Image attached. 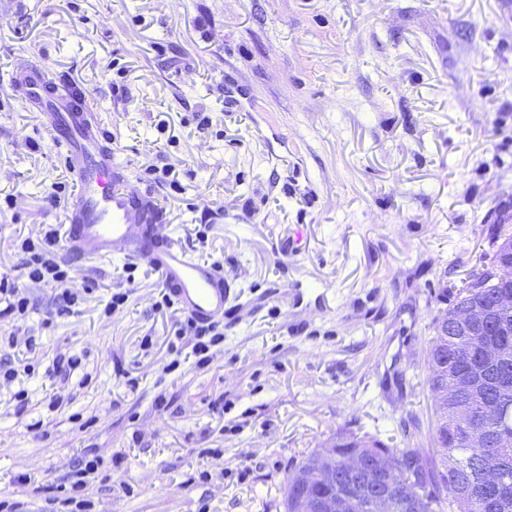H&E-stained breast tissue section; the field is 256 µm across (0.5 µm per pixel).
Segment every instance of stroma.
Listing matches in <instances>:
<instances>
[{
	"label": "stroma",
	"instance_id": "35a3bbf8",
	"mask_svg": "<svg viewBox=\"0 0 512 512\" xmlns=\"http://www.w3.org/2000/svg\"><path fill=\"white\" fill-rule=\"evenodd\" d=\"M29 65L91 92L166 231L235 280L209 365L190 339L170 352L182 313L156 308L146 264L58 247L87 289L66 313L25 277L18 242L77 192ZM229 87L258 111L225 107ZM503 207L512 0H0V272L29 301L0 317V366H34L0 381L7 506L69 512L96 455L90 512H282L289 472L337 434L429 447L427 340ZM60 354L79 365L50 373Z\"/></svg>",
	"mask_w": 512,
	"mask_h": 512
}]
</instances>
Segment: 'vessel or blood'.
<instances>
[{"label": "vessel or blood", "instance_id": "1", "mask_svg": "<svg viewBox=\"0 0 512 512\" xmlns=\"http://www.w3.org/2000/svg\"><path fill=\"white\" fill-rule=\"evenodd\" d=\"M58 78L43 68L26 77L28 101L48 108L51 130L79 183V195L66 214L68 251L85 259L122 255L158 268L163 286L194 319H223L233 297L232 281L217 265L198 261L161 234L163 212L153 194L129 188L112 159V144L85 100L54 96Z\"/></svg>", "mask_w": 512, "mask_h": 512}]
</instances>
